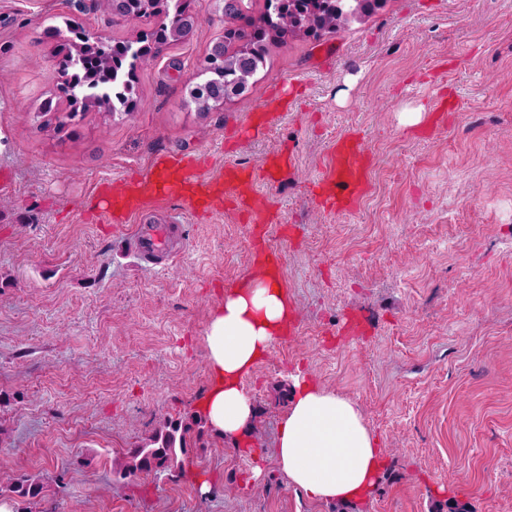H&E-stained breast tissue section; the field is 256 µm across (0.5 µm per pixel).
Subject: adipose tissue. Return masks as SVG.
Returning <instances> with one entry per match:
<instances>
[{
    "mask_svg": "<svg viewBox=\"0 0 512 512\" xmlns=\"http://www.w3.org/2000/svg\"><path fill=\"white\" fill-rule=\"evenodd\" d=\"M287 318L282 286L264 275L226 296L215 310L205 340L217 384L205 410L225 436L238 437L250 428L254 407L238 382L274 343ZM293 388L276 448L289 483L324 501L367 495L378 480L384 451L357 406L300 377Z\"/></svg>",
    "mask_w": 512,
    "mask_h": 512,
    "instance_id": "ef3b65f1",
    "label": "adipose tissue"
}]
</instances>
